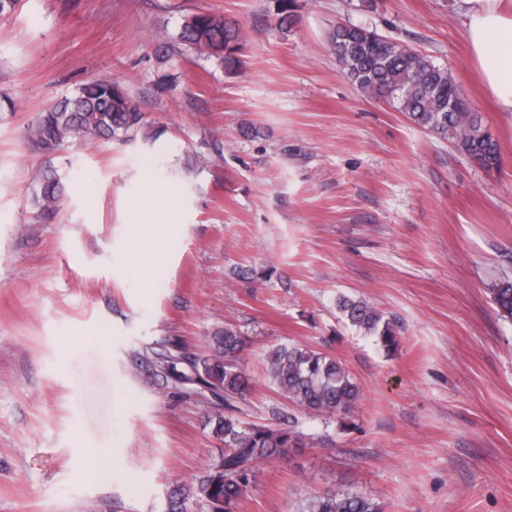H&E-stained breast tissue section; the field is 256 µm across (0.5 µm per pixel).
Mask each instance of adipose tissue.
Listing matches in <instances>:
<instances>
[{
  "label": "adipose tissue",
  "instance_id": "1",
  "mask_svg": "<svg viewBox=\"0 0 512 512\" xmlns=\"http://www.w3.org/2000/svg\"><path fill=\"white\" fill-rule=\"evenodd\" d=\"M467 53L496 111L512 115V0H453Z\"/></svg>",
  "mask_w": 512,
  "mask_h": 512
}]
</instances>
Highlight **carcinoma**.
Here are the masks:
<instances>
[{"label":"carcinoma","instance_id":"obj_1","mask_svg":"<svg viewBox=\"0 0 512 512\" xmlns=\"http://www.w3.org/2000/svg\"><path fill=\"white\" fill-rule=\"evenodd\" d=\"M280 28L295 19V0H275ZM243 33L224 18L209 12L187 17L178 41L188 50L221 62L242 52ZM336 61L364 94L383 100L412 123L439 139L449 141L481 168L500 164L498 143L474 112L448 111V96L460 87L448 69L406 44L359 26H338L330 34ZM145 124L144 113L119 85L109 78L84 84L38 113L28 127L29 140L43 153L80 144L90 137L128 141ZM35 218L56 213L64 194L61 176L51 163L33 178ZM498 316L512 321V281L492 289ZM336 308L350 325L372 337L390 353L397 349L399 331L393 319L368 302L340 296ZM245 334L235 326L216 329L207 352L189 354L176 344L151 351L153 376L158 385L183 387L209 396L206 425L219 442L218 454L202 475L168 495L167 512H237L257 477L261 462L285 457L292 448L332 443L330 433H306L292 423L246 425L237 416V403L250 386L240 364ZM267 378L288 403L300 412L341 424L360 406L359 383L335 356L307 344L283 343L265 356ZM306 512H383L375 499L352 489H328L312 496Z\"/></svg>","mask_w":512,"mask_h":512}]
</instances>
